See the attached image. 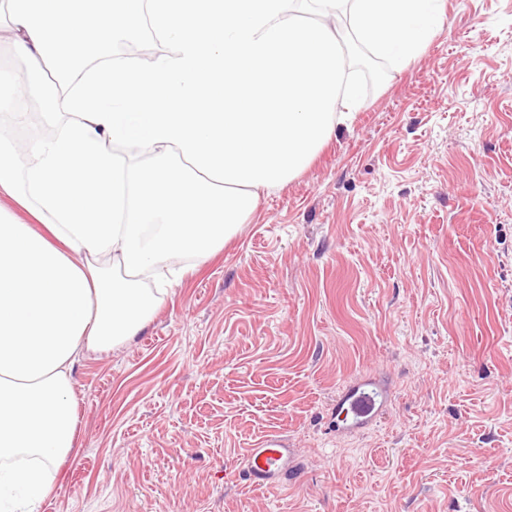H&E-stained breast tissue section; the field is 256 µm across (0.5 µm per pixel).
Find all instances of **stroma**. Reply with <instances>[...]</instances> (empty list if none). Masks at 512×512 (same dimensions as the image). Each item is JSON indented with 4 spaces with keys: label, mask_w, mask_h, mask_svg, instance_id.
Instances as JSON below:
<instances>
[{
    "label": "stroma",
    "mask_w": 512,
    "mask_h": 512,
    "mask_svg": "<svg viewBox=\"0 0 512 512\" xmlns=\"http://www.w3.org/2000/svg\"><path fill=\"white\" fill-rule=\"evenodd\" d=\"M300 175L73 371L79 424L40 512H512V0H446ZM391 388L336 429L359 379ZM286 435L282 486L237 473ZM387 389L378 380L366 377L348 386L337 401V430L371 425L385 408Z\"/></svg>",
    "instance_id": "obj_1"
}]
</instances>
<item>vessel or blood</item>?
Segmentation results:
<instances>
[{"instance_id": "1", "label": "vessel or blood", "mask_w": 512, "mask_h": 512, "mask_svg": "<svg viewBox=\"0 0 512 512\" xmlns=\"http://www.w3.org/2000/svg\"><path fill=\"white\" fill-rule=\"evenodd\" d=\"M386 393V388L371 377L348 386L336 404L337 429L362 428L374 423L385 408ZM294 466L295 452L287 437L270 433L247 449L240 474L249 485L273 488Z\"/></svg>"}]
</instances>
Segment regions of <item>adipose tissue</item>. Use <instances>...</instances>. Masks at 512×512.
Wrapping results in <instances>:
<instances>
[{
  "instance_id": "ef3b65f1",
  "label": "adipose tissue",
  "mask_w": 512,
  "mask_h": 512,
  "mask_svg": "<svg viewBox=\"0 0 512 512\" xmlns=\"http://www.w3.org/2000/svg\"><path fill=\"white\" fill-rule=\"evenodd\" d=\"M26 87L45 66L54 133L0 140V512H39L75 444L72 371L87 351L140 334L187 272L250 223L261 196L307 168L348 126L361 90L341 30L395 68L419 57L445 0H10ZM315 9L318 20L299 14ZM173 52L115 63L142 24ZM96 68H88L90 60ZM149 155L129 172L118 147ZM24 152L25 167L15 156ZM108 258L126 274L100 265ZM151 274L156 288L142 287Z\"/></svg>"
}]
</instances>
